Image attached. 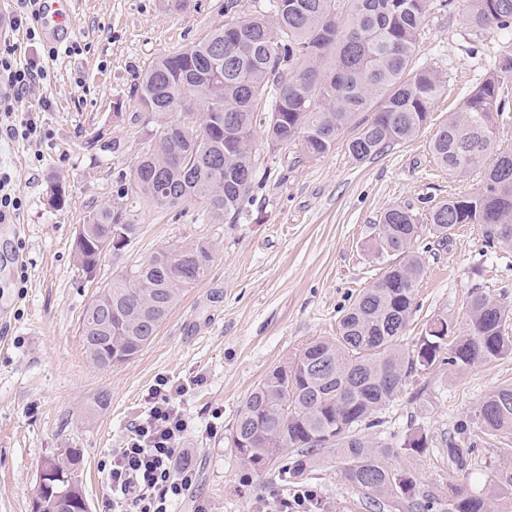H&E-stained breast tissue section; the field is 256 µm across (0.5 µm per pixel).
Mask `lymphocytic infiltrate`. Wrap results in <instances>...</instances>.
I'll return each instance as SVG.
<instances>
[{
  "instance_id": "lymphocytic-infiltrate-1",
  "label": "lymphocytic infiltrate",
  "mask_w": 512,
  "mask_h": 512,
  "mask_svg": "<svg viewBox=\"0 0 512 512\" xmlns=\"http://www.w3.org/2000/svg\"><path fill=\"white\" fill-rule=\"evenodd\" d=\"M46 77L37 62L17 64L12 45L0 44V135L26 141L40 138L36 120L14 112L13 106ZM187 390V385L159 377L146 396L144 415L133 423L123 448L113 453L109 476L121 512H169L173 499L193 489V469L175 466L191 429L181 407Z\"/></svg>"
}]
</instances>
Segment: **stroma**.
Returning a JSON list of instances; mask_svg holds the SVG:
<instances>
[{"instance_id": "1", "label": "stroma", "mask_w": 512, "mask_h": 512, "mask_svg": "<svg viewBox=\"0 0 512 512\" xmlns=\"http://www.w3.org/2000/svg\"><path fill=\"white\" fill-rule=\"evenodd\" d=\"M267 0H76L68 22L77 54L49 55L44 32L18 29L17 60L42 58L46 80L21 109L45 131L29 144L0 138V168L24 204L16 232L0 234V512H32L44 461L66 448L81 452L79 471L90 512L112 500L109 469L132 423L145 411L156 377L189 383L183 408L191 431L182 444L197 474L174 512H268L269 493L292 497L313 490L321 512H364L362 497L341 479L335 452L321 451L300 484L282 481L277 467L252 470L231 434L247 394L307 343L335 335L358 293L385 270L373 262L375 226L401 202L475 192L479 174L454 181L428 153L436 122L460 108L493 59L512 48V35L479 33L467 25L466 0L452 11L430 10L416 65L439 70L447 90L434 124L416 140L361 164L345 142L317 159L292 146L274 147L255 130L259 173L235 222L209 218L204 200L158 208L118 197L119 177L156 139L153 113L138 102L137 83L157 57L208 38L224 22L266 8ZM49 101L41 109L40 101ZM60 181L65 204L46 194ZM109 205L137 232L121 251L103 254L92 274L73 259L76 233L89 211ZM203 238L214 250L207 276L181 295L153 340L128 362L99 367L81 336L83 313L113 277L133 271L162 249ZM424 272L416 312L405 336L412 349L435 314L461 323L473 290L512 303V251L487 249L478 225L446 243L424 236ZM512 382V354L452 377L437 368L410 378L379 415L381 433L404 441L428 436L407 465L421 488L447 498L462 474L449 461L450 433L469 421L482 397Z\"/></svg>"}]
</instances>
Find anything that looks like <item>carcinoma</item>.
<instances>
[{
	"label": "carcinoma",
	"instance_id": "1",
	"mask_svg": "<svg viewBox=\"0 0 512 512\" xmlns=\"http://www.w3.org/2000/svg\"><path fill=\"white\" fill-rule=\"evenodd\" d=\"M433 0H269L266 13L216 26L208 39L157 58L139 77V104L159 122L155 146L144 151L133 176L135 192L157 207L206 200L210 216L235 220L257 179L252 159L254 124L268 112L263 134L272 145H292L319 158L347 142L357 163L415 140L428 124L447 80L413 61ZM467 23L481 33L512 32V0H467ZM512 49L448 113L429 150L448 175L482 171L470 195H450L425 209L394 203L377 224L378 257L393 258L363 289L339 321L334 337L307 344L270 371L245 397L232 442L241 460L262 470L278 465L296 479L325 449L339 456L341 475L366 506L391 500L410 512H433L437 496L420 489L414 474L396 464L407 451L428 446L417 431L401 447L369 435L379 412L410 377L448 367L460 374L478 362L512 354V305L482 292L470 295L463 328L438 313L410 352L398 344L416 311L423 273L415 249L424 231L446 242L459 224H477L486 246L512 250V146L497 136L499 117L512 108ZM122 213L102 206L90 212L76 237L75 258L91 273L110 250L112 226ZM212 245L190 241L160 250L131 274L112 279L85 310L81 333L99 367L131 360L148 345L182 291L206 276ZM468 437L512 438V383L487 394L469 423ZM472 449L448 438V458L473 473ZM58 477L41 493L47 512H85L77 448L49 458ZM485 490L448 484L445 512H494L512 497V465L486 477Z\"/></svg>",
	"mask_w": 512,
	"mask_h": 512
}]
</instances>
